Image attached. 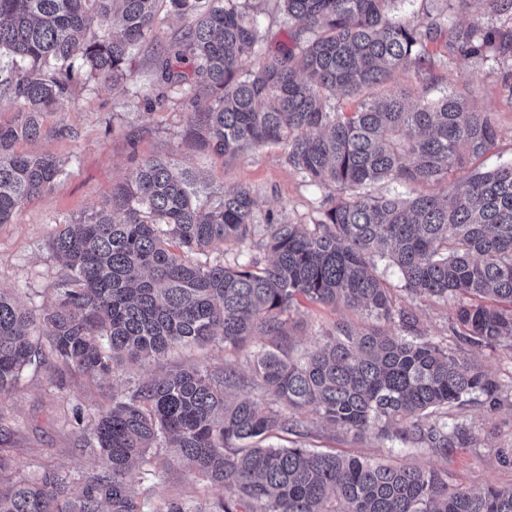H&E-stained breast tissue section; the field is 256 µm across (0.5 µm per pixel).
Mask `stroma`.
Here are the masks:
<instances>
[{
    "label": "stroma",
    "instance_id": "obj_1",
    "mask_svg": "<svg viewBox=\"0 0 512 512\" xmlns=\"http://www.w3.org/2000/svg\"><path fill=\"white\" fill-rule=\"evenodd\" d=\"M430 67L409 68L397 73L378 95L402 91L410 99L436 94L442 89L463 93L476 107L494 113L498 137L495 146L478 162L492 169L512 162V97L500 84L503 73L512 70L511 55L464 56L449 52L445 39L429 43ZM155 82V68L147 50L136 49L123 79L112 82L98 76H82L74 102L47 113L40 137L17 144L18 152L51 153L65 160L68 177L53 189L25 203L10 223L0 224V288L18 292L29 305L53 301L64 275L63 267L48 244L58 225L103 206L113 184L130 178L137 161L165 156L198 176L201 196H211L237 185L249 187L256 199L255 218L267 216L293 224H312L319 218L321 203L340 196V189L305 181L288 160L281 145H267L227 160L184 141L182 130L189 108L180 95L169 93L160 103L148 104L146 96ZM65 127L69 136H57ZM377 275L390 289L396 307L414 308L420 336L454 354L478 362L501 389L502 405L490 409L474 399L452 409L473 441L454 449L448 457L425 451L419 464L448 475L452 485L481 489L512 486V348L506 345L473 347L461 342L450 330L454 305L434 298L411 299L402 286L397 269L388 261L377 264ZM296 337L309 345L316 331L339 320L363 323L362 315L301 302L296 316ZM249 349L237 350L218 344L176 353V361L197 362L219 368L227 362L248 368ZM108 393L88 386L84 378L71 376L65 386L45 368H28L17 388L0 401L6 416L0 422V455L11 458L29 480L45 470L64 468L76 476L96 470L92 454L84 451L75 414L91 415L108 406ZM311 447L357 457L398 462L406 453L400 443H388L369 434L360 438L343 431L324 429L315 413L305 415ZM130 480L148 490L153 504L171 496L223 497L224 489L178 465L148 475L132 472Z\"/></svg>",
    "mask_w": 512,
    "mask_h": 512
}]
</instances>
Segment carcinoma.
<instances>
[{
  "mask_svg": "<svg viewBox=\"0 0 512 512\" xmlns=\"http://www.w3.org/2000/svg\"><path fill=\"white\" fill-rule=\"evenodd\" d=\"M251 0H0V98L20 105L0 123V224L50 190L67 169L50 154L15 145L71 102L81 74L117 81L159 14L188 20L156 57L151 96L181 90L191 108L184 137L223 158L284 143L289 160L318 185L350 189L317 224L255 223L245 186L201 198L195 174L162 158L112 187L109 206L63 224L50 239L65 268L54 301L27 307L0 289V401L24 369L45 365L110 385L117 365L155 362L219 340L243 348L251 384L266 401L232 398L245 383L233 364H173L112 393L87 425L99 472L81 490L49 470L36 482L0 484V512H512V486L483 491L448 484L412 460L470 444L446 408L478 394L501 404L480 365L440 345L410 339L416 316L393 306L373 273L386 259L414 297H457L451 330L471 345L512 348V164L473 163L497 139L494 114L455 91L409 101L370 90L428 59L427 43L460 0H444L418 26L389 17L395 0H275L296 25L291 45L264 44ZM512 15V0H475ZM460 54L512 53V30L478 22L448 29ZM253 60L250 67L244 63ZM354 101L336 110V95ZM441 194H373L381 182L440 183ZM214 243L239 253L264 247L260 268L191 259ZM359 311L372 323L320 328L309 348L291 324L300 300ZM353 436L374 433L407 447L400 463L360 460L302 445L263 444L281 431L307 436L300 418ZM159 446L224 488L216 500L171 498L154 508L131 486L132 468Z\"/></svg>",
  "mask_w": 512,
  "mask_h": 512,
  "instance_id": "obj_1",
  "label": "carcinoma"
}]
</instances>
